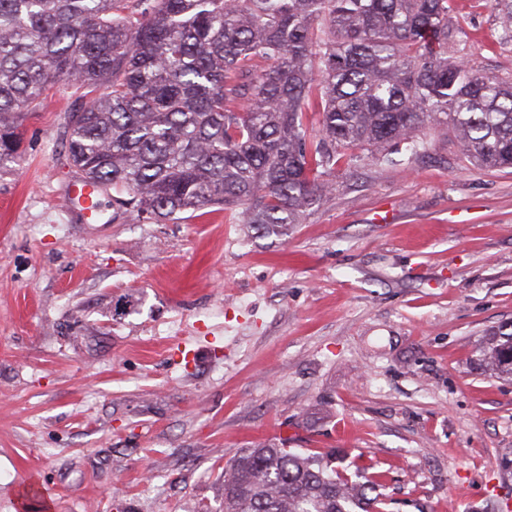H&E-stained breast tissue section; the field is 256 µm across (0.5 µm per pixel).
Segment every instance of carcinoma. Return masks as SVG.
Here are the masks:
<instances>
[{
    "mask_svg": "<svg viewBox=\"0 0 512 512\" xmlns=\"http://www.w3.org/2000/svg\"><path fill=\"white\" fill-rule=\"evenodd\" d=\"M512 40V0H494ZM453 0H0V161L19 119L63 86L70 164L112 188V218L224 217L266 233L333 189L336 166L416 131H452L485 169L512 168V78L452 49ZM479 365L512 378V324ZM378 476L336 451H240L224 512H382Z\"/></svg>",
    "mask_w": 512,
    "mask_h": 512,
    "instance_id": "obj_1",
    "label": "carcinoma"
}]
</instances>
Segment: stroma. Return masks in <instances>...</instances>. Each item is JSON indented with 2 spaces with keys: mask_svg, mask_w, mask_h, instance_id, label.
Instances as JSON below:
<instances>
[{
  "mask_svg": "<svg viewBox=\"0 0 512 512\" xmlns=\"http://www.w3.org/2000/svg\"><path fill=\"white\" fill-rule=\"evenodd\" d=\"M454 47L512 77L489 0ZM56 95L0 164V512L36 474L46 512H224L255 443L383 474L385 512L512 507V380L477 347L512 321V169L453 134L340 165L286 236L215 210L87 223Z\"/></svg>",
  "mask_w": 512,
  "mask_h": 512,
  "instance_id": "obj_1",
  "label": "stroma"
}]
</instances>
